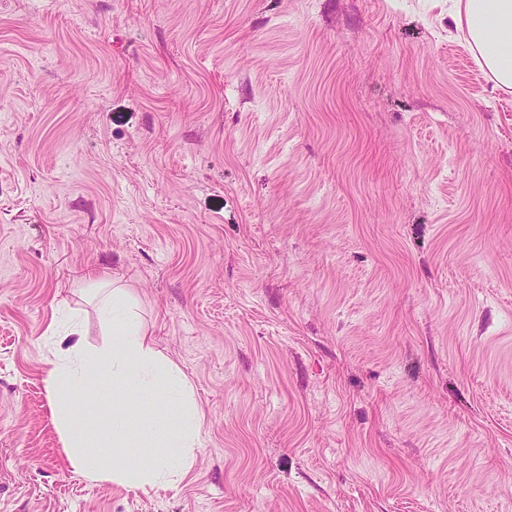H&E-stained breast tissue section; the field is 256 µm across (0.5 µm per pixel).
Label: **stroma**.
<instances>
[{"label": "stroma", "mask_w": 512, "mask_h": 512, "mask_svg": "<svg viewBox=\"0 0 512 512\" xmlns=\"http://www.w3.org/2000/svg\"><path fill=\"white\" fill-rule=\"evenodd\" d=\"M452 0H0V512H512V91ZM189 379L176 488L70 466L93 280Z\"/></svg>", "instance_id": "35a3bbf8"}]
</instances>
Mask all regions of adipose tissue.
<instances>
[{"label":"adipose tissue","mask_w":512,"mask_h":512,"mask_svg":"<svg viewBox=\"0 0 512 512\" xmlns=\"http://www.w3.org/2000/svg\"><path fill=\"white\" fill-rule=\"evenodd\" d=\"M453 27L495 88L512 89V0H456ZM137 297L115 287L101 297L100 319L114 338L98 347L81 340L52 347L46 383L53 420L74 470L95 482L159 491L188 474L200 446L203 413L188 379L156 346L139 320ZM94 410L74 425V398Z\"/></svg>","instance_id":"obj_1"}]
</instances>
